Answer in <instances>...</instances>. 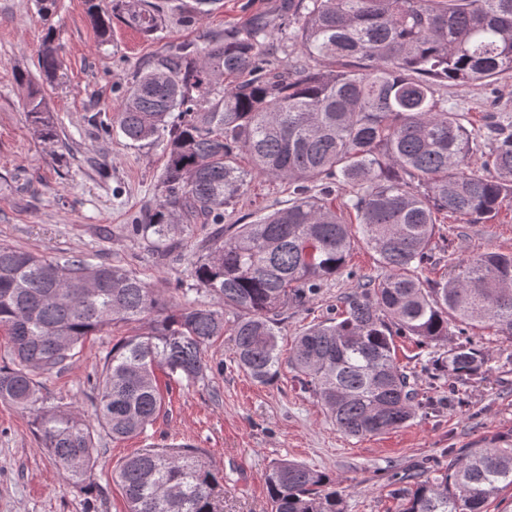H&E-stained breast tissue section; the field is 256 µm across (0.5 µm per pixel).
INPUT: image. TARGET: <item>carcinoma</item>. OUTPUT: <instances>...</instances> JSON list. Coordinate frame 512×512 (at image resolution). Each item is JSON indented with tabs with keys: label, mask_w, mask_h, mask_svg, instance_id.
<instances>
[{
	"label": "carcinoma",
	"mask_w": 512,
	"mask_h": 512,
	"mask_svg": "<svg viewBox=\"0 0 512 512\" xmlns=\"http://www.w3.org/2000/svg\"><path fill=\"white\" fill-rule=\"evenodd\" d=\"M288 25L310 66L268 68L267 22L177 45L139 70L125 91L116 127L133 143L162 141L167 164L156 207L130 232L169 251L188 224H222L255 174L293 185L288 206L217 231L194 263L196 292L219 308L161 293L121 265L72 256L48 260L0 244V329L13 365L0 367V401L29 411L36 434L64 479L92 489V426L73 411L40 406L37 376L62 369L85 340L118 323L154 321L144 335L112 346L92 384L95 420L112 438L139 435L159 415L154 371L179 380L207 377L203 348L230 333L237 367L266 385L280 374L278 321L306 306L322 284L352 276L347 257L358 239L383 274L366 277L336 316L296 336L287 363L349 437L404 426L425 406L396 363L394 337L426 346L475 322L512 337V253L491 251L451 263L444 280L418 272L433 264L440 216L491 222L512 207V120L490 112L468 128L439 94L512 74V0H288ZM145 33L163 21L142 0L90 6L102 35L112 15ZM46 83L58 78V47L40 50ZM226 79L224 88L216 80ZM27 113L46 141L57 133L41 89ZM482 153L478 170L470 167ZM243 156L252 167L240 166ZM353 190L358 223L332 205L337 186ZM233 314L232 325L225 315ZM488 354L461 343L434 360L441 376L466 382ZM127 512H224V472L190 447H149L120 463ZM403 512H483L512 487V435L503 445L475 444L448 467L423 462L408 474ZM272 512H343L334 480L280 460L266 474Z\"/></svg>",
	"instance_id": "1"
}]
</instances>
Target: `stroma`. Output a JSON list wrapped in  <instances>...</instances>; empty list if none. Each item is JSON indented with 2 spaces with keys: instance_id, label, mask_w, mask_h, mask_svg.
Segmentation results:
<instances>
[{
  "instance_id": "1",
  "label": "stroma",
  "mask_w": 512,
  "mask_h": 512,
  "mask_svg": "<svg viewBox=\"0 0 512 512\" xmlns=\"http://www.w3.org/2000/svg\"><path fill=\"white\" fill-rule=\"evenodd\" d=\"M166 22L145 34L113 16L109 37H100L86 0H58L51 18L42 17L37 0H0V243L51 258L84 256L92 262L125 266L151 287L177 291L212 305L195 292L192 266L213 230L194 224L175 235L168 256H160L127 226L144 208L155 206V188L166 157L160 142L127 140L118 130L96 133L87 123L98 112L112 120L122 95L145 62L170 47L204 44L215 33L266 17L278 45L269 58L283 70L301 54L288 40L283 0H217L194 23L181 19L194 0H153ZM59 47L61 80L47 88L45 101L57 139L44 141L26 112L31 85L42 81L39 51L46 37ZM443 95L480 126L490 109L512 113V74L488 85L450 86ZM287 181L254 178L243 195L224 211L225 224H245L287 204ZM436 240L435 265L426 277L447 275L450 258L485 251L512 252V210L502 209L488 224L449 219ZM350 265L354 277L325 282L307 307H291L280 317V346L289 351L294 337L309 325L335 316L342 297L356 291L359 278L381 269L375 253L355 242ZM149 326L118 324L91 337L60 370L40 375L46 407L67 406L92 419L91 379L118 340L148 332ZM488 351V371L460 386L459 403L448 404L447 388L438 386L431 360L463 341ZM396 361L414 375L421 395L434 404L389 433L351 438L330 421L294 371L282 367L270 384L261 385L240 371L229 336L204 350L210 371L204 381L187 385L157 372L163 407L145 434L124 440L103 431L94 434L97 460L94 489L86 494L69 485L36 436L31 416L0 402V512H125V496L112 478L113 468L147 445L176 443L195 448L202 459L224 473V512H270L265 483L273 462L291 459L336 480L344 512H403L405 500L390 482L393 473L424 460L447 466L448 451L512 431V339L480 324L432 347L415 339H395Z\"/></svg>"
}]
</instances>
